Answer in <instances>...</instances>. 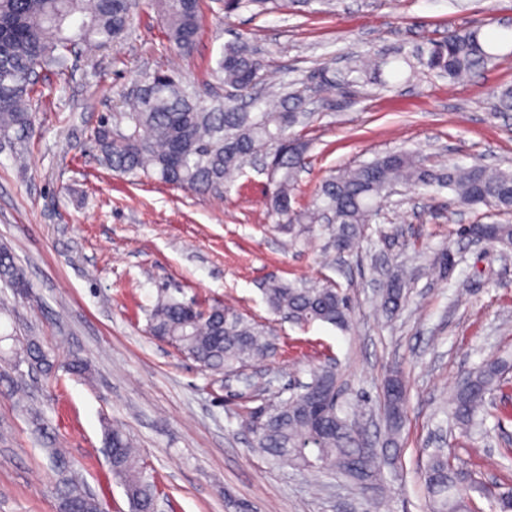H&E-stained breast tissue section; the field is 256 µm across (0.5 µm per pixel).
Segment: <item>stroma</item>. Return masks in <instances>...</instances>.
I'll list each match as a JSON object with an SVG mask.
<instances>
[{"instance_id":"stroma-1","label":"stroma","mask_w":512,"mask_h":512,"mask_svg":"<svg viewBox=\"0 0 512 512\" xmlns=\"http://www.w3.org/2000/svg\"><path fill=\"white\" fill-rule=\"evenodd\" d=\"M195 47H170L149 0L119 41L74 60L65 77L46 73L35 134L0 142V244L8 245L31 288L0 289V512H58L48 449H63L106 512H129L110 473L103 422L123 426L162 490L161 512H374L344 478L277 465L251 448L243 427L256 394L271 398L310 382L335 362L344 412L366 425L389 457L383 492L389 512H428L420 472L445 446L477 484L512 490V420H498L512 383L489 397L482 429L467 433L445 411L459 379L484 360L512 361V252L457 234L489 224L486 208L454 204L449 191L401 188L383 202L365 239L326 264V239L279 232L266 209L267 178L244 167L223 198L155 179L115 175L93 143L101 119L123 93L162 67L184 81L222 90L214 69L222 47L242 36L269 59L266 87L306 79L325 62L351 55L408 53L470 26L489 32L512 20V0H284L224 14V0H202ZM512 86V55L453 84L426 70L359 86L314 105L305 129L308 165L296 191L307 203L330 171L407 150L438 167L477 162L512 167V113L492 112L493 91ZM451 248L449 279L431 267ZM402 263L413 273L409 301L392 319L376 313V268ZM273 278L333 283L352 299L349 329L301 325L273 313L263 288ZM165 295L222 304L274 330L276 352L248 367L250 383L203 370L148 330ZM37 337L56 364L88 358L93 378L33 374L15 362ZM398 371L405 417L395 446H384L385 378Z\"/></svg>"}]
</instances>
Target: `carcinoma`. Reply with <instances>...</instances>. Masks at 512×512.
Instances as JSON below:
<instances>
[{
  "mask_svg": "<svg viewBox=\"0 0 512 512\" xmlns=\"http://www.w3.org/2000/svg\"><path fill=\"white\" fill-rule=\"evenodd\" d=\"M161 18L164 37L176 49L189 52L200 29L201 0H152ZM133 16L128 0H0V137L20 140L34 134L32 102L38 68L67 69L71 47H104L130 29ZM512 44V28L504 26L494 35L481 28L448 33L439 41L415 51L417 63L430 72L455 82L500 59L499 50ZM414 62L403 55H376L369 60L356 56L338 76L330 66L315 70L304 83H283L282 92L262 94L268 60L238 39L224 45L217 61L226 97L212 99L190 86L175 72L157 69L140 81L133 98L122 99L117 123L126 130L101 125L94 133L102 161L113 172L133 178H152L199 194L224 196V184L242 171L254 156L267 158L269 166L266 204L295 224L320 226L327 248L341 255L351 252L365 227L376 220L381 203L398 184L415 190H450L464 206H485L499 215L512 214V170L475 163L469 167L435 168L412 153L395 151L371 162L324 177L311 203L302 205L294 191L305 167L309 143L295 131L306 126L311 113L302 111L309 85L320 94L357 81L355 74L373 71L396 78ZM493 110L512 112V87L493 93ZM478 233L484 241L503 251L512 246V224L460 226L466 237ZM380 311L391 317L407 301V271L398 265L383 271ZM0 283L17 296L30 284L12 250L0 246ZM265 298L276 313L298 324L320 321L339 329L351 320L350 298L333 287L298 286L274 280L264 288ZM151 335L167 341L212 373H229L249 362L271 356L273 331L219 305L208 307L174 297L158 301L149 317ZM20 362L31 371L49 373L53 367L48 351L35 338L21 348ZM67 371L90 379L88 360L74 355ZM508 366L490 360L468 373L456 387L450 403L453 421L471 430L482 424L486 396L501 385ZM314 389L252 408L245 422L254 447L276 463L301 469L317 468L338 474L353 485L366 482L382 486L381 462L362 447L361 423L342 415L337 408L340 389L336 370L322 366L313 372ZM385 386L397 387L385 394L387 441L395 442L402 423L405 387L392 374ZM105 445L111 458L112 475L124 488L131 512H153L159 492L145 474L132 439L117 424L104 427ZM52 465L58 512H101L99 499L91 495L73 471L60 448L48 449ZM431 512H475L468 495L469 475L456 466L443 448L431 453L423 473Z\"/></svg>",
  "mask_w": 512,
  "mask_h": 512,
  "instance_id": "1",
  "label": "carcinoma"
}]
</instances>
